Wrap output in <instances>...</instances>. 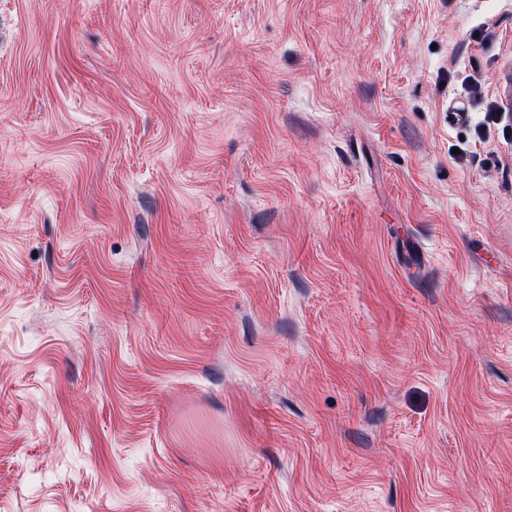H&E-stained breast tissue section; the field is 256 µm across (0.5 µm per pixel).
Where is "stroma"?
Segmentation results:
<instances>
[{
	"mask_svg": "<svg viewBox=\"0 0 512 512\" xmlns=\"http://www.w3.org/2000/svg\"><path fill=\"white\" fill-rule=\"evenodd\" d=\"M0 512H512V0H0Z\"/></svg>",
	"mask_w": 512,
	"mask_h": 512,
	"instance_id": "stroma-1",
	"label": "stroma"
}]
</instances>
